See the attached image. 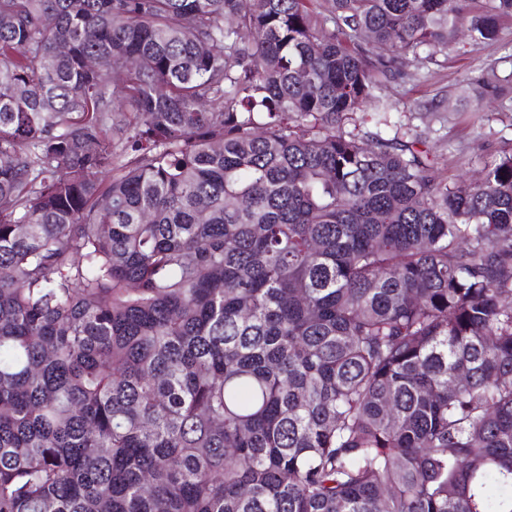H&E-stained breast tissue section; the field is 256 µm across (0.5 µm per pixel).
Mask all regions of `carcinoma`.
<instances>
[{"label":"carcinoma","instance_id":"cac0c4a2","mask_svg":"<svg viewBox=\"0 0 512 512\" xmlns=\"http://www.w3.org/2000/svg\"><path fill=\"white\" fill-rule=\"evenodd\" d=\"M314 2L0 0V512H512V151L380 94L512 0Z\"/></svg>","mask_w":512,"mask_h":512}]
</instances>
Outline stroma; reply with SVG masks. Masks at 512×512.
I'll list each match as a JSON object with an SVG mask.
<instances>
[{"label": "stroma", "mask_w": 512, "mask_h": 512, "mask_svg": "<svg viewBox=\"0 0 512 512\" xmlns=\"http://www.w3.org/2000/svg\"><path fill=\"white\" fill-rule=\"evenodd\" d=\"M468 41L467 31H459L449 54L437 55L412 81L385 87L382 93L398 104L386 135L399 125L412 129L437 157L439 177L474 182L487 161L512 148V112L498 111L492 102L482 111H470L460 86L488 69L501 75L512 71V31L505 32L502 42L478 49Z\"/></svg>", "instance_id": "obj_1"}]
</instances>
